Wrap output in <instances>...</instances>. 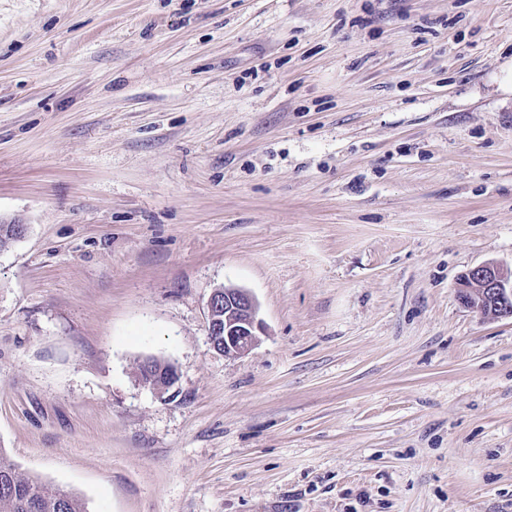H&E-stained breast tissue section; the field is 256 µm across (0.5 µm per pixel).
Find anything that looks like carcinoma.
Instances as JSON below:
<instances>
[{
  "mask_svg": "<svg viewBox=\"0 0 512 512\" xmlns=\"http://www.w3.org/2000/svg\"><path fill=\"white\" fill-rule=\"evenodd\" d=\"M0 512H87V508L75 494L51 489L20 472L0 452Z\"/></svg>",
  "mask_w": 512,
  "mask_h": 512,
  "instance_id": "obj_1",
  "label": "carcinoma"
}]
</instances>
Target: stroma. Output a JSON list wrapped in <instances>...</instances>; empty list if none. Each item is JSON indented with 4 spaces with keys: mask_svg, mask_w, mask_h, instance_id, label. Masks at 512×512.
I'll return each mask as SVG.
<instances>
[{
    "mask_svg": "<svg viewBox=\"0 0 512 512\" xmlns=\"http://www.w3.org/2000/svg\"><path fill=\"white\" fill-rule=\"evenodd\" d=\"M1 222L0 451L88 512H512V0H0ZM458 291L462 304L472 311L512 316V270L504 271L497 263L487 262L470 269L460 278ZM263 325L258 318V303L245 289L217 288L208 302L210 347L224 356H241L258 342ZM223 348H219V339Z\"/></svg>",
    "mask_w": 512,
    "mask_h": 512,
    "instance_id": "35a3bbf8",
    "label": "stroma"
}]
</instances>
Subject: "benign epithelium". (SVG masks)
Segmentation results:
<instances>
[{
	"label": "benign epithelium",
	"mask_w": 512,
	"mask_h": 512,
	"mask_svg": "<svg viewBox=\"0 0 512 512\" xmlns=\"http://www.w3.org/2000/svg\"><path fill=\"white\" fill-rule=\"evenodd\" d=\"M462 304L479 313L496 317L512 316V271L487 262L463 275L458 283ZM263 325L258 303L245 289L217 288L208 302L210 347L226 356L248 353L258 342Z\"/></svg>",
	"instance_id": "benign-epithelium-1"
}]
</instances>
